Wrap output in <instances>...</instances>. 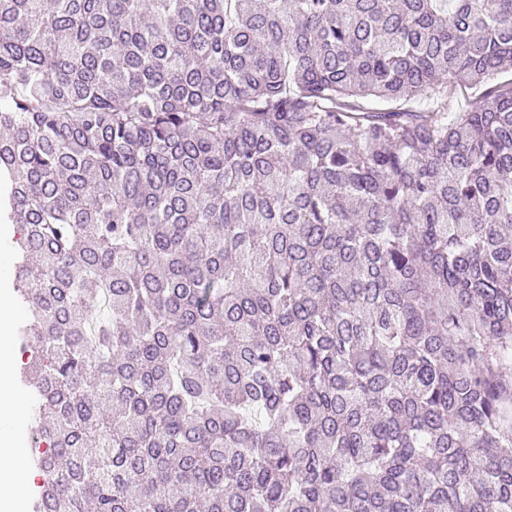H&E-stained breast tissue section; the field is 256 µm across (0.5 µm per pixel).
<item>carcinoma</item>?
<instances>
[{"label": "carcinoma", "mask_w": 512, "mask_h": 512, "mask_svg": "<svg viewBox=\"0 0 512 512\" xmlns=\"http://www.w3.org/2000/svg\"><path fill=\"white\" fill-rule=\"evenodd\" d=\"M509 67L512 0H0L33 512H512V79L398 107ZM485 89L470 88V86H461L458 84H448V90L445 94H439L434 90L429 89L412 103V106L417 109H428L440 106L441 103L447 104L448 116L452 112H458L477 101V97Z\"/></svg>", "instance_id": "1"}]
</instances>
